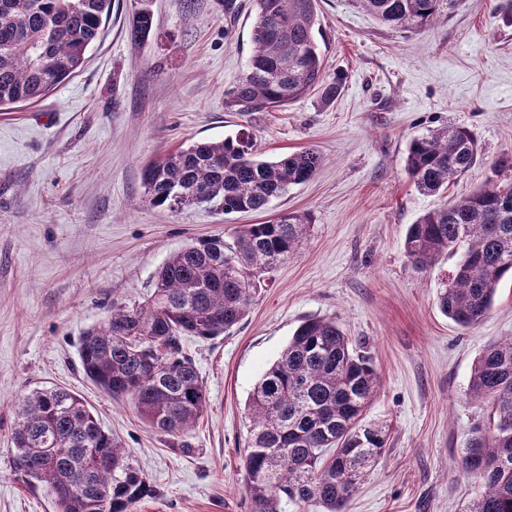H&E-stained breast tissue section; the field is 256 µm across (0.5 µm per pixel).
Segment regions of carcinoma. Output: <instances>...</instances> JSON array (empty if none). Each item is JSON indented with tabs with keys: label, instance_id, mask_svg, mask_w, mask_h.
Here are the masks:
<instances>
[{
	"label": "carcinoma",
	"instance_id": "cac0c4a2",
	"mask_svg": "<svg viewBox=\"0 0 512 512\" xmlns=\"http://www.w3.org/2000/svg\"><path fill=\"white\" fill-rule=\"evenodd\" d=\"M151 0H139L130 35L151 33ZM257 20L246 73L231 97L242 112L291 103L312 90L336 99L342 77L325 75L314 37L319 0H255ZM462 0H354L390 27L418 32L451 16ZM112 0H0V108L34 103L84 62L110 15ZM478 144L464 126L448 125L410 140L404 170L423 194L448 185L476 162ZM323 163L314 148L274 161L260 159L253 136L194 141L145 166L149 204L180 213L196 200L229 215L266 213ZM312 223L284 212L244 224L231 241L211 238L170 254L141 303L112 307L103 324L83 332V372L114 399H128L158 433L180 436L203 415L206 386L183 338L214 339L247 314L264 276L293 255ZM462 250L441 313L456 325L477 324L492 309L501 281L512 276V158L467 198L409 225L407 258L426 267ZM379 376L336 320L314 317L294 331L263 372L248 401L249 440L243 487L252 512H281L295 500L319 512L346 507L375 463L387 434L362 423ZM470 396L488 403V422L475 427L460 463L482 491L464 512H512V337L489 344L474 360ZM16 468L44 485L56 512H136L153 485L130 452L102 429L81 396L42 388L23 396L13 428ZM110 460L100 466L96 458Z\"/></svg>",
	"mask_w": 512,
	"mask_h": 512
}]
</instances>
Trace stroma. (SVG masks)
I'll list each match as a JSON object with an SVG mask.
<instances>
[{
	"label": "stroma",
	"instance_id": "stroma-1",
	"mask_svg": "<svg viewBox=\"0 0 512 512\" xmlns=\"http://www.w3.org/2000/svg\"><path fill=\"white\" fill-rule=\"evenodd\" d=\"M511 1L463 0L409 33L352 0H319L316 39L327 74L345 76L339 96L242 112L229 98L251 55L253 0H236L232 16L217 0H152L143 41L129 35L134 0H112L83 66L38 102L0 112V512H55L47 489L15 469L11 439L19 398L49 386L83 396L131 451L156 490L136 512H250L247 399L314 316L335 319L380 376L364 421L385 426L387 446L348 512H461L479 487L460 472V450L489 413L469 394L471 367L489 342L512 336V280L481 322L458 327L437 304L456 257L418 268L404 240L409 224L512 157ZM449 124L473 133L477 160L447 195L420 193L404 170L409 142ZM241 129L266 159L322 153L316 176L277 202L313 223L240 324L184 339L207 407L175 448L86 378L81 338L113 304L143 301L169 254L266 221L203 206L175 214L144 197L148 162Z\"/></svg>",
	"mask_w": 512,
	"mask_h": 512
}]
</instances>
